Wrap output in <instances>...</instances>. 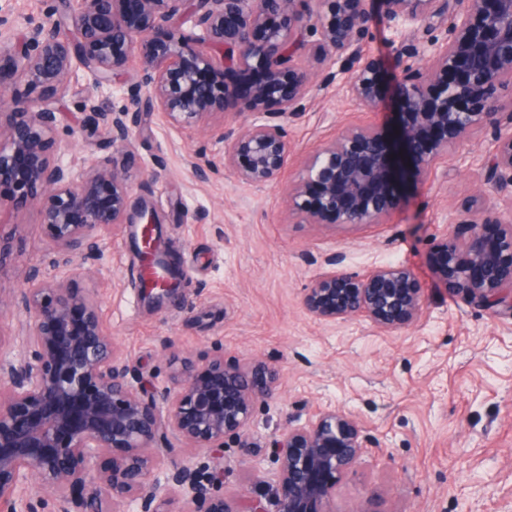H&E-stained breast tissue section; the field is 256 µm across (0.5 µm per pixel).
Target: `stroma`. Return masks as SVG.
Masks as SVG:
<instances>
[{
	"instance_id": "obj_1",
	"label": "stroma",
	"mask_w": 512,
	"mask_h": 512,
	"mask_svg": "<svg viewBox=\"0 0 512 512\" xmlns=\"http://www.w3.org/2000/svg\"><path fill=\"white\" fill-rule=\"evenodd\" d=\"M61 10L60 0H0V13L9 15L18 36L29 22L54 21ZM391 37L375 21L364 47L383 62L379 109L363 111L338 84L315 83L306 112L289 125L288 169L262 189L225 172L206 182L191 173L193 161H221L222 128H245L249 114L170 131L156 113H143L136 157L147 176L136 180L133 195L158 213L162 240L179 253L181 293L149 306L130 276L135 247L128 228L100 256L78 260L74 285L100 298L133 385L156 399L173 388L167 350L173 341L197 360L220 354L243 369L257 361L277 368V395L256 404L249 422L260 437L334 408L357 420L364 448L355 467L337 477L330 512H512V316L447 292L433 250L435 239L452 233L464 199L479 192L492 197L475 175L492 156L493 130L476 131L424 181L396 194L387 223L299 224L288 215L290 184L310 154L347 125L393 121L404 73ZM89 92L83 81L55 102L61 162L112 156L80 109ZM45 200L40 194L29 204L0 208V228L15 234L12 263L0 272V300L9 305L0 327L11 333L26 318L13 304L25 271L48 266L51 258L48 232L38 221ZM330 259L356 273L410 265L426 295L418 320L386 333L360 318L325 323L309 316L303 293ZM161 454L204 476L223 469V484L210 491L229 502L271 497L279 469L272 455L256 466L230 445L218 458L172 433Z\"/></svg>"
}]
</instances>
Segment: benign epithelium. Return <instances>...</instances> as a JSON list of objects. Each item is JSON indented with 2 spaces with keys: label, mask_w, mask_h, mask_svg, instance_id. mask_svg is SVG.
Listing matches in <instances>:
<instances>
[{
  "label": "benign epithelium",
  "mask_w": 512,
  "mask_h": 512,
  "mask_svg": "<svg viewBox=\"0 0 512 512\" xmlns=\"http://www.w3.org/2000/svg\"><path fill=\"white\" fill-rule=\"evenodd\" d=\"M395 32L423 28V45L399 42L394 53L408 77L396 90L397 119L388 126L348 125L310 155L288 192V210L302 224H384L391 198L409 179L426 176L476 130L495 129L496 150L481 174L495 193L460 205L451 237L435 243V270L450 292L496 313H512V0H75L59 23L33 24L13 42L0 16V179L21 188L0 206L48 194L40 221L56 258L50 270L29 268L14 304L29 315L19 334L0 329V506L35 512L30 487L52 490L58 512L92 502L94 512H328L336 476L357 463L358 423L327 411L289 425L266 444L249 433L254 406L273 397L278 370L263 362L242 370L224 356H173L175 396L161 405L136 389L131 368L103 327L98 297L70 286L75 257L127 226L143 225L141 257L161 247L158 216L131 203L141 113L160 114L186 130L226 113H251L244 129L221 135L224 169L243 183L265 186L283 175L288 125L306 110L315 71L341 80L362 108L380 101L381 64L363 54L372 11ZM438 29L444 35H435ZM139 62L127 75L131 58ZM237 69L256 75L243 91L209 79ZM98 92H121L123 104L98 109L82 101L121 164L63 165L55 158L53 102L80 74ZM38 91L16 99L11 80ZM171 282L148 296L173 299L182 280L177 251L167 249ZM306 289L302 307L334 322L363 318L384 331L414 323L425 296L414 270L384 264L359 274L327 262ZM21 344L28 354L8 356ZM173 432L187 447L220 452L226 442L252 462L261 448L280 463L273 503H236L208 492L190 465L173 462L164 478L158 441ZM109 469L91 473L114 449Z\"/></svg>",
  "instance_id": "obj_1"
}]
</instances>
